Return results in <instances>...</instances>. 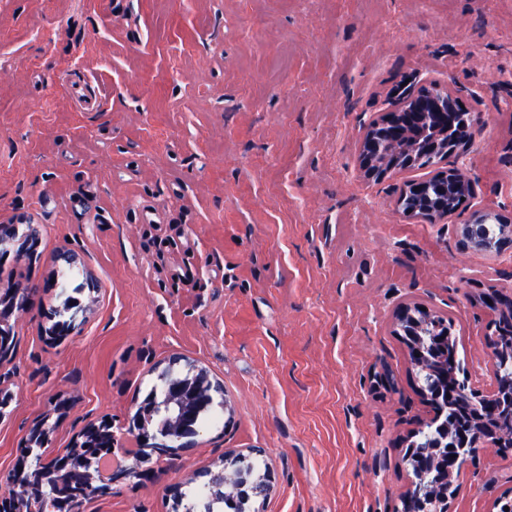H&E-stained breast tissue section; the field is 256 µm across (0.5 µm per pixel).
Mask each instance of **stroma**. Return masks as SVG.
<instances>
[{"instance_id": "35a3bbf8", "label": "stroma", "mask_w": 512, "mask_h": 512, "mask_svg": "<svg viewBox=\"0 0 512 512\" xmlns=\"http://www.w3.org/2000/svg\"><path fill=\"white\" fill-rule=\"evenodd\" d=\"M432 81L481 116L477 196L449 224L397 211L424 170L359 172L360 124ZM490 204L512 211V0H0V224L40 229L39 260H0V284L59 276L70 250L85 317L50 340L53 290L17 321L0 482L57 401L43 457L104 417L115 455L136 451L127 418L174 361L231 407L187 468L256 448L275 488L255 512H394L410 480L397 438L435 412L393 313L447 314L489 386L491 314L472 295L512 283V256L461 254L455 227ZM511 475L512 450L477 454L452 512H491ZM180 478L89 510L172 512Z\"/></svg>"}]
</instances>
